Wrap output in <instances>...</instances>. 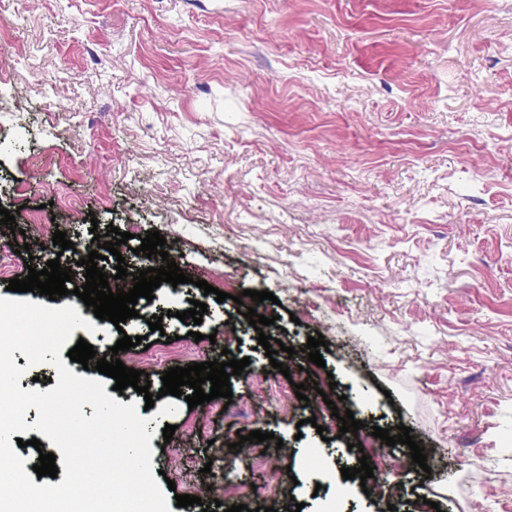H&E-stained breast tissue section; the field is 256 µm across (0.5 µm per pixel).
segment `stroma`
Listing matches in <instances>:
<instances>
[{
    "mask_svg": "<svg viewBox=\"0 0 512 512\" xmlns=\"http://www.w3.org/2000/svg\"><path fill=\"white\" fill-rule=\"evenodd\" d=\"M0 141V207L24 231L0 234V297L108 227L125 257L157 231L202 324L162 285L89 344L148 336L119 358L154 394L168 368L250 361L232 400L148 423L153 470L201 499L170 512H512V0H0ZM246 289L273 292L256 311L294 347L289 375L239 313ZM331 400L364 428L340 433ZM374 425L410 427L442 480L401 444L363 452L380 493L343 479ZM253 430L270 440L236 459Z\"/></svg>",
    "mask_w": 512,
    "mask_h": 512,
    "instance_id": "1",
    "label": "stroma"
}]
</instances>
